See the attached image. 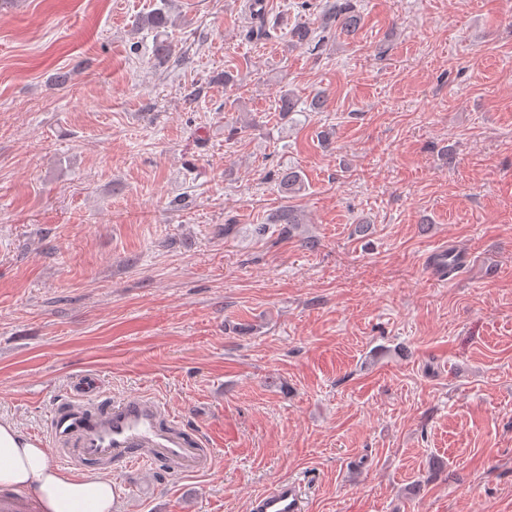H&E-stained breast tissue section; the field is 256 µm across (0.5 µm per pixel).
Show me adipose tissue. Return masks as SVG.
<instances>
[{"instance_id": "1", "label": "adipose tissue", "mask_w": 512, "mask_h": 512, "mask_svg": "<svg viewBox=\"0 0 512 512\" xmlns=\"http://www.w3.org/2000/svg\"><path fill=\"white\" fill-rule=\"evenodd\" d=\"M1 487L24 493L39 512H115L116 488L108 475H71L8 419H0Z\"/></svg>"}]
</instances>
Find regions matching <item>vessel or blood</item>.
<instances>
[{"label": "vessel or blood", "instance_id": "obj_1", "mask_svg": "<svg viewBox=\"0 0 512 512\" xmlns=\"http://www.w3.org/2000/svg\"><path fill=\"white\" fill-rule=\"evenodd\" d=\"M83 403L57 408L50 434L56 457L72 466L129 468L161 464L173 474L208 471L210 449L186 431L159 399L143 394L110 404L98 400V382L82 376ZM252 512H306V500L293 481L279 482L257 497Z\"/></svg>", "mask_w": 512, "mask_h": 512}]
</instances>
